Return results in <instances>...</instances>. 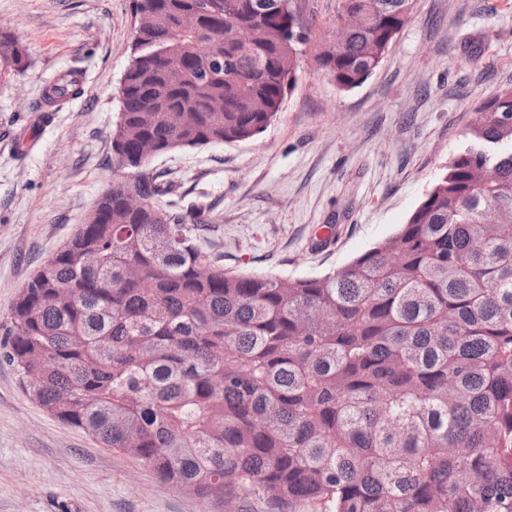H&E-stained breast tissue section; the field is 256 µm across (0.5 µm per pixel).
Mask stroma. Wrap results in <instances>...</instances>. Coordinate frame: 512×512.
Listing matches in <instances>:
<instances>
[{
    "label": "stroma",
    "mask_w": 512,
    "mask_h": 512,
    "mask_svg": "<svg viewBox=\"0 0 512 512\" xmlns=\"http://www.w3.org/2000/svg\"><path fill=\"white\" fill-rule=\"evenodd\" d=\"M133 0H0V28L24 71L0 81V346L21 287L82 224L114 177L109 135L130 57ZM311 29L294 88L255 140L156 159L201 243L225 270L322 276L407 222L467 145L475 109L512 87V0H413L380 67L339 90L314 59L338 0H293ZM83 77V95L25 127L47 84ZM331 225L321 249L315 234ZM0 512H218L32 400L0 356Z\"/></svg>",
    "instance_id": "35a3bbf8"
}]
</instances>
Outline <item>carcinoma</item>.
Wrapping results in <instances>:
<instances>
[{
	"mask_svg": "<svg viewBox=\"0 0 512 512\" xmlns=\"http://www.w3.org/2000/svg\"><path fill=\"white\" fill-rule=\"evenodd\" d=\"M135 0L111 132L118 177L21 289L7 360L27 394L161 480L235 512H512V87L481 103L469 146L390 237L319 277L235 273L200 243L156 156L263 133L308 41L292 0ZM368 7L319 69L346 87L408 21ZM233 21L245 40L220 38ZM23 49L0 33V80ZM84 94L66 73L38 111ZM182 111L170 126L169 112ZM135 193L136 211L124 206ZM94 254L87 265L83 256Z\"/></svg>",
	"mask_w": 512,
	"mask_h": 512,
	"instance_id": "cac0c4a2",
	"label": "carcinoma"
}]
</instances>
